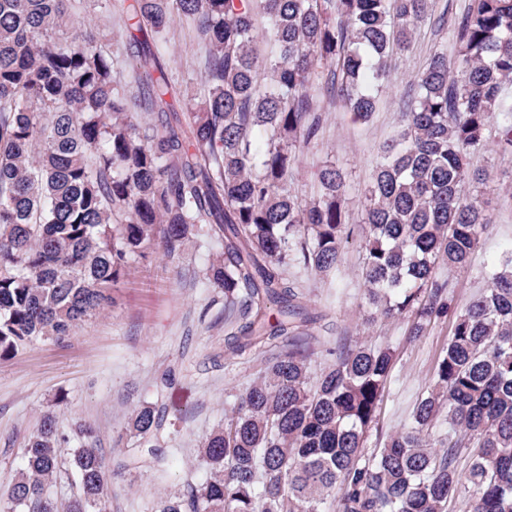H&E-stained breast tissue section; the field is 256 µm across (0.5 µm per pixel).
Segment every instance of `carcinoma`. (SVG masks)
Segmentation results:
<instances>
[{
  "instance_id": "carcinoma-1",
  "label": "carcinoma",
  "mask_w": 512,
  "mask_h": 512,
  "mask_svg": "<svg viewBox=\"0 0 512 512\" xmlns=\"http://www.w3.org/2000/svg\"><path fill=\"white\" fill-rule=\"evenodd\" d=\"M75 2L0 0V358L71 336L156 243L171 256L214 238L206 278L224 289L227 350L279 338L287 350L200 448L209 478L160 512H446L464 483L468 512H512V256L456 313L433 387L368 461L392 351L343 338L313 380L302 344L301 277L335 268L355 233L335 164L309 198L288 187L322 127L313 78L369 120L436 0H112L122 55L92 28L70 31ZM175 15L203 45L202 93L169 81ZM451 34L455 52L418 74L362 204L364 304L408 317L411 339L448 313L439 270L466 269L492 223L472 159L492 139L512 148V0H468ZM163 420L143 403L129 425L146 437ZM80 435L67 448L42 417L13 508L59 512L47 486L65 473V512H102L112 477L94 430Z\"/></svg>"
}]
</instances>
